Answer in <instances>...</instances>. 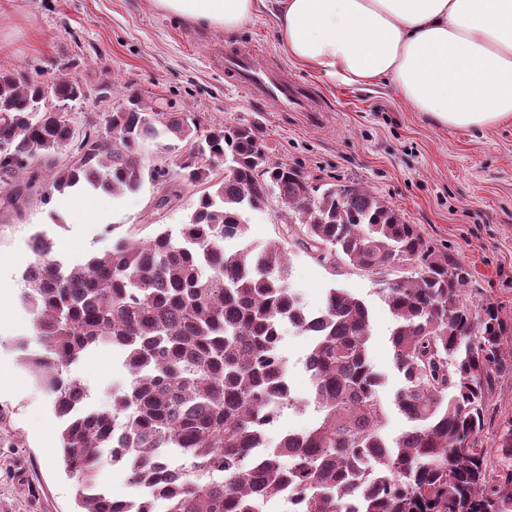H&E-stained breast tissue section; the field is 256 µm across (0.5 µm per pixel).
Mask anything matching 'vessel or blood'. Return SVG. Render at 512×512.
Wrapping results in <instances>:
<instances>
[{
	"label": "vessel or blood",
	"mask_w": 512,
	"mask_h": 512,
	"mask_svg": "<svg viewBox=\"0 0 512 512\" xmlns=\"http://www.w3.org/2000/svg\"><path fill=\"white\" fill-rule=\"evenodd\" d=\"M255 48L228 50L224 70L229 79L251 98L275 106L280 112H312L316 105L311 91L301 88L274 67L258 64Z\"/></svg>",
	"instance_id": "b4317fda"
}]
</instances>
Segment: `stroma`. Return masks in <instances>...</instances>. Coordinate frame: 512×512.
Listing matches in <instances>:
<instances>
[{
    "mask_svg": "<svg viewBox=\"0 0 512 512\" xmlns=\"http://www.w3.org/2000/svg\"><path fill=\"white\" fill-rule=\"evenodd\" d=\"M258 45V60L284 67L289 78L316 91L322 121L275 112L231 85L211 56L213 44ZM41 70L45 79L78 76L131 94L162 99L190 112L202 126L247 125L271 160L284 161L311 181L364 185L420 225L438 249L469 268L475 299L501 306L512 321V122L484 131L435 126L411 111L391 86L345 85L302 69L284 57L269 12H261L233 37L196 26L152 7L150 0H7L0 8V70ZM152 181L119 198L88 194L99 221L83 224L61 209L58 193L25 195L17 207H0V275L10 278V319L0 326V512H75V482L62 464L61 423L50 395L22 366L32 337V317L21 300L22 274L34 256L35 233L53 242L52 256L67 266L84 264L119 239H147L178 229L194 211L200 190L181 187L159 205ZM289 285L308 309L323 307L328 289L342 288L370 309V361L390 405L403 384L389 342L393 319L380 293L385 278L354 267L332 268L300 249L290 253ZM88 386V404L106 408L127 371L112 351L96 352L72 368ZM512 417V374L500 377L490 397L482 440L495 447L498 425ZM406 425L392 409L384 429Z\"/></svg>",
    "mask_w": 512,
    "mask_h": 512,
    "instance_id": "1",
    "label": "stroma"
}]
</instances>
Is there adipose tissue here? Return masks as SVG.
<instances>
[{
	"label": "adipose tissue",
	"mask_w": 512,
	"mask_h": 512,
	"mask_svg": "<svg viewBox=\"0 0 512 512\" xmlns=\"http://www.w3.org/2000/svg\"><path fill=\"white\" fill-rule=\"evenodd\" d=\"M233 36L260 10L287 59L346 85L390 84L442 128L512 121V0H151Z\"/></svg>",
	"instance_id": "1"
}]
</instances>
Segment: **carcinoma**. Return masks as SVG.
Segmentation results:
<instances>
[{"instance_id":"obj_1","label":"carcinoma","mask_w":512,"mask_h":512,"mask_svg":"<svg viewBox=\"0 0 512 512\" xmlns=\"http://www.w3.org/2000/svg\"><path fill=\"white\" fill-rule=\"evenodd\" d=\"M73 77L37 79L0 71V182L15 206L48 171L60 193L84 186L120 197L144 181L142 146L159 157L150 178L202 188L187 223L147 241L121 239L80 266L51 256L37 234L23 276L38 349L26 365L63 421L62 460L80 512H123L100 485L103 458L129 481L153 486L165 512H256L292 487L299 512H512V418L497 448L483 447L489 397L512 372V337L493 302L466 297L472 275L437 250L416 224L360 185L313 184L269 158L245 125L206 130L185 111L129 95L78 123L85 103ZM224 165V172L218 166ZM275 198L282 237L245 242V212ZM333 268L397 277L382 289L393 316L390 343L404 384L393 404L408 426L393 438L382 378L369 360V309L341 289L307 311L288 286L286 244ZM309 339L314 424L259 455L267 430L292 403L281 325ZM117 351L129 380L106 410L69 367Z\"/></svg>"}]
</instances>
